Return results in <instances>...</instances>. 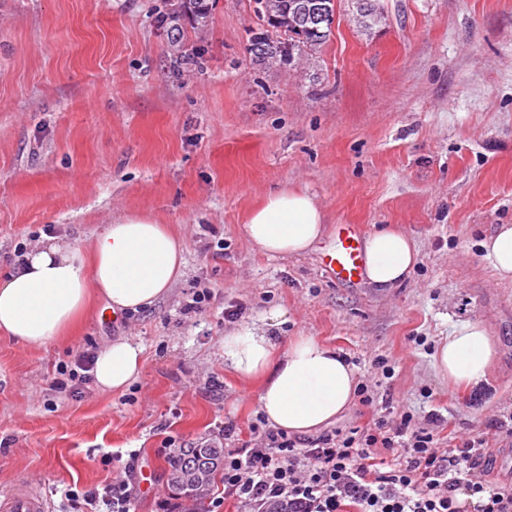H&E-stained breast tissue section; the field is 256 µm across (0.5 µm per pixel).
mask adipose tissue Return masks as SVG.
<instances>
[{
    "instance_id": "1",
    "label": "adipose tissue",
    "mask_w": 512,
    "mask_h": 512,
    "mask_svg": "<svg viewBox=\"0 0 512 512\" xmlns=\"http://www.w3.org/2000/svg\"><path fill=\"white\" fill-rule=\"evenodd\" d=\"M245 231L267 254L303 253L322 238L325 216L308 193L280 189L250 211ZM480 247L495 275L512 283V224L497 226ZM183 252L165 225L137 215L105 225L87 250L42 237L0 277V336L25 347L45 346L63 335L94 296L115 314L154 307L181 276ZM365 254V277L382 289L407 278L418 257L413 241L393 229L371 234ZM223 350L225 365L239 377H263L259 410L275 429L315 434L354 403L353 366L316 337L300 336L281 347L265 331L243 328L225 335ZM498 357L497 341L478 321L454 329L433 355L442 379L470 388L487 382ZM142 368L141 348L118 338L99 349L93 374L101 390L119 392L137 380Z\"/></svg>"
}]
</instances>
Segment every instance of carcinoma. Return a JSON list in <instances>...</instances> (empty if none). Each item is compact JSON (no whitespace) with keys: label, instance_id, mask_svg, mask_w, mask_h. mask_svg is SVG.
Segmentation results:
<instances>
[{"label":"carcinoma","instance_id":"1","mask_svg":"<svg viewBox=\"0 0 512 512\" xmlns=\"http://www.w3.org/2000/svg\"><path fill=\"white\" fill-rule=\"evenodd\" d=\"M163 7L155 13V19L167 25L174 33V69H203L201 50L188 54L180 41L183 21L197 29L205 28L211 19L210 0H161ZM257 28L252 30L249 51L257 64H275L293 67L300 60L318 54L328 42L336 17V0H254ZM353 13L359 28L366 35L374 33L381 23L377 0H352ZM204 463L208 468L207 483L186 495L178 480L183 466ZM169 487L178 499L191 498L197 512H206L205 503L213 494L217 482L224 480V449L212 445L207 461L195 455L194 449L185 448L182 453L168 460Z\"/></svg>","mask_w":512,"mask_h":512}]
</instances>
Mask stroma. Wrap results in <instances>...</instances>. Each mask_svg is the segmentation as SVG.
<instances>
[{"instance_id":"1","label":"stroma","mask_w":512,"mask_h":512,"mask_svg":"<svg viewBox=\"0 0 512 512\" xmlns=\"http://www.w3.org/2000/svg\"><path fill=\"white\" fill-rule=\"evenodd\" d=\"M155 5L0 0V272L42 235L86 247L127 215L168 225L186 261L154 308L106 320L96 298L45 347L0 338V492L25 482L49 512H74L71 493L126 464L135 512H177L170 448H238L268 430L260 380L224 364L225 334L245 327L317 337L354 366L374 404L354 403L336 429L382 404L395 419L438 415L458 436L511 418L512 284L478 242L512 224V0H379L369 36L337 0L322 52L290 69L253 63V0H215L210 25L182 40L204 49L203 70L178 72ZM283 188L312 195L327 225L408 235L410 276L345 285L327 278L323 243L262 252L246 218ZM468 321L500 350L474 390L433 364ZM118 337L142 349L126 391L57 388L60 368L81 370Z\"/></svg>"}]
</instances>
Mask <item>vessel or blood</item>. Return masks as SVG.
<instances>
[{
    "label": "vessel or blood",
    "instance_id": "b4317fda",
    "mask_svg": "<svg viewBox=\"0 0 512 512\" xmlns=\"http://www.w3.org/2000/svg\"><path fill=\"white\" fill-rule=\"evenodd\" d=\"M332 280L352 283L365 275L364 232L359 224H338L333 228V243L322 258ZM10 512H45V503L36 493L11 492L7 495Z\"/></svg>",
    "mask_w": 512,
    "mask_h": 512
}]
</instances>
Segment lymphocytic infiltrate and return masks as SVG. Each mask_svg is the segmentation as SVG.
Masks as SVG:
<instances>
[{"label": "lymphocytic infiltrate", "instance_id": "lymphocytic-infiltrate-1", "mask_svg": "<svg viewBox=\"0 0 512 512\" xmlns=\"http://www.w3.org/2000/svg\"><path fill=\"white\" fill-rule=\"evenodd\" d=\"M436 418L427 424L377 415L366 427L306 444L282 432L261 446L224 454V496L241 512H460L455 494L480 495L477 512H512V481H495L493 444L512 445V425L449 437L440 448ZM128 482L83 494L76 512H130Z\"/></svg>", "mask_w": 512, "mask_h": 512}]
</instances>
